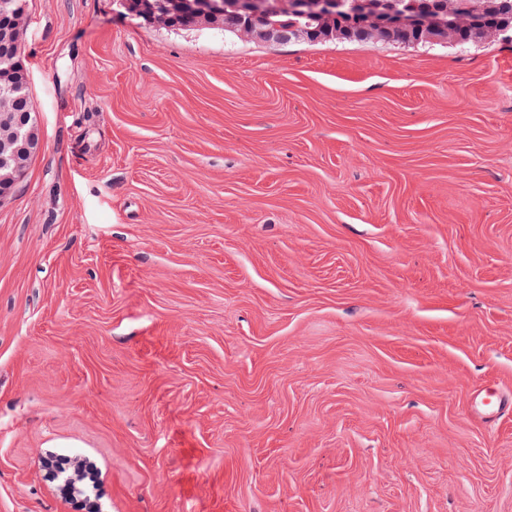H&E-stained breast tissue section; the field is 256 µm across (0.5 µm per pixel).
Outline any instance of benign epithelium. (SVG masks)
Instances as JSON below:
<instances>
[{"mask_svg": "<svg viewBox=\"0 0 512 512\" xmlns=\"http://www.w3.org/2000/svg\"><path fill=\"white\" fill-rule=\"evenodd\" d=\"M182 5L184 10L194 14L199 26H213L228 12L239 17L255 10L254 0H230L228 3L223 0H182ZM343 6L342 0H288L291 12L313 10L321 15L320 30L326 32L333 27V21L339 19ZM347 13L358 18L361 28L374 37L393 38L416 30L435 41L453 42L458 30L468 27L478 30L482 26L486 27V34L499 35V30L486 25L481 15L460 13L458 0H444L441 15L436 17L406 16L377 0H353ZM0 14L10 17L8 38L16 48H22L28 24L25 6L17 0H7L0 5ZM263 34L285 42L302 31L294 27L270 26ZM13 106V99L0 97V202L13 192L26 170L27 160L40 149L39 113H29L25 122L20 123Z\"/></svg>", "mask_w": 512, "mask_h": 512, "instance_id": "1", "label": "benign epithelium"}]
</instances>
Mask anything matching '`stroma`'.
<instances>
[{
	"label": "stroma",
	"instance_id": "35a3bbf8",
	"mask_svg": "<svg viewBox=\"0 0 512 512\" xmlns=\"http://www.w3.org/2000/svg\"><path fill=\"white\" fill-rule=\"evenodd\" d=\"M27 12L0 512H512V41ZM471 410L483 422H495L512 412V396L499 388L478 389L473 394ZM65 461L63 458L49 454L42 459L41 464L49 475L64 480V485L69 488L70 492L82 494L90 484L96 481L97 473L95 469L92 465H87L80 481L74 482L69 474L70 469H67L64 465L66 464Z\"/></svg>",
	"mask_w": 512,
	"mask_h": 512
}]
</instances>
